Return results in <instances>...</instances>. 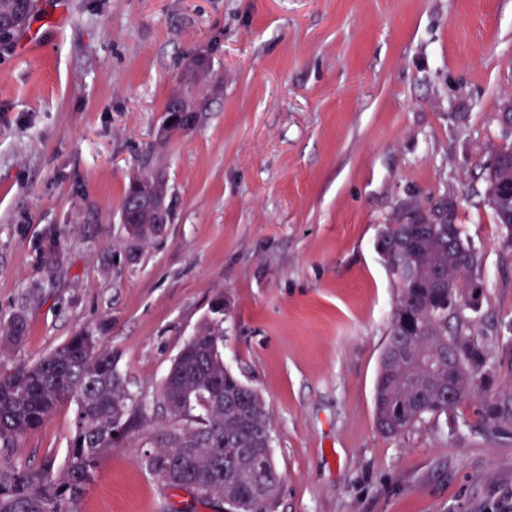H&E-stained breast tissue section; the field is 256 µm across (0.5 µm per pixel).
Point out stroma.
<instances>
[{"instance_id":"stroma-1","label":"stroma","mask_w":512,"mask_h":512,"mask_svg":"<svg viewBox=\"0 0 512 512\" xmlns=\"http://www.w3.org/2000/svg\"><path fill=\"white\" fill-rule=\"evenodd\" d=\"M207 51L199 125L164 105ZM512 144V0H40L0 51V370L102 327L150 418L79 512H224L138 463L159 386L224 298V365L264 399L282 480L264 512H512V433L467 400L398 436L373 391L393 284L375 248L404 203L448 199L482 257L483 331L512 409V250L483 166ZM164 175L165 235L132 248L131 176ZM76 407L16 450L63 461ZM175 89L176 88H174V90L172 91V94H170V96L168 97V99L165 103V107H164V112H166L167 117L165 120V124L163 126V136H164L163 141L170 140L173 136L181 134V127H182L181 116H180L181 112H183L185 115L184 119H185L187 128L193 129L197 124L196 112H199V109L196 108L195 104H193L191 102L192 99H194V98H189L186 96L174 97V99L176 100V103H177V108L181 112H171V101L173 99L172 96H173ZM168 120H171V123H169V125H166V122H168ZM26 334V323L23 315H17L7 325L0 329V348L4 349L20 345Z\"/></svg>"}]
</instances>
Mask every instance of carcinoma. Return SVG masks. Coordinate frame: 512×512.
<instances>
[{"label":"carcinoma","mask_w":512,"mask_h":512,"mask_svg":"<svg viewBox=\"0 0 512 512\" xmlns=\"http://www.w3.org/2000/svg\"><path fill=\"white\" fill-rule=\"evenodd\" d=\"M171 123L164 140L181 134V116L166 101ZM486 193L503 243L512 248V146L499 148L484 167ZM152 179L130 182L121 205L145 194ZM396 296L374 385L378 430L398 436L428 416L454 414L480 398L483 420L503 430L492 394L497 368L487 347L466 332L484 296L481 257L470 237L448 223V207L408 204L383 225L376 240ZM26 323L17 315L0 328V348L20 345ZM224 329L202 323L172 362L158 405L168 423L140 465L171 490L204 503L234 504L237 512H263L280 475L271 455V417L263 398L224 368ZM75 404V425L65 463L46 457L34 468L14 459L19 440L60 404ZM144 408L133 401L102 337L83 329L38 360L0 372V512H78L101 455L122 443ZM204 444L184 448L187 436Z\"/></svg>","instance_id":"cac0c4a2"}]
</instances>
